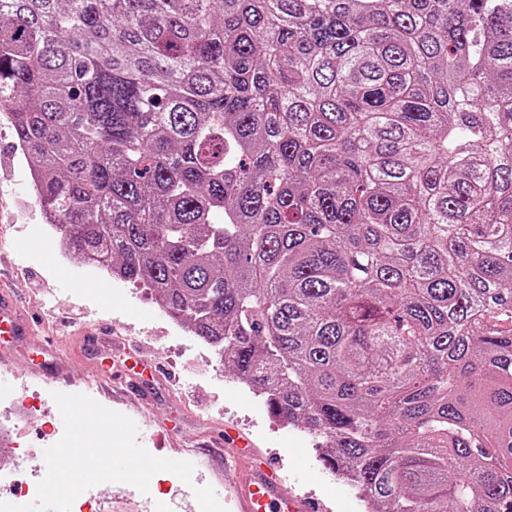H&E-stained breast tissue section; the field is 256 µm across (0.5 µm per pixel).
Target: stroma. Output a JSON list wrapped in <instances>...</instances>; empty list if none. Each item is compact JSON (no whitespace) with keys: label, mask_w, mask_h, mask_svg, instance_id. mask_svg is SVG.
<instances>
[{"label":"stroma","mask_w":512,"mask_h":512,"mask_svg":"<svg viewBox=\"0 0 512 512\" xmlns=\"http://www.w3.org/2000/svg\"><path fill=\"white\" fill-rule=\"evenodd\" d=\"M0 162L14 175L0 197L6 217L0 237L9 245L0 254V279L10 288L35 329L31 336L4 337L8 364L18 376L0 390V409L21 392L40 394L43 409L56 421L59 409L53 392L82 393L130 417L139 443L157 457L175 456L194 463L192 484L160 472L147 492L124 483L90 488L101 497V512H200L192 492L212 486L226 508L235 481L225 466L234 448L225 430L250 439L255 453L276 461L289 491L324 502L328 512H364L356 490L326 469L306 443L307 432L285 426L264 398L224 369L214 368L205 343L159 312L152 292L139 285L113 281L99 274L89 289V270L75 266L41 238L43 216L30 193V178L9 127L0 128ZM161 363L158 377H143L138 389L114 385L103 394L90 376L98 362L113 369L127 366L129 350Z\"/></svg>","instance_id":"35a3bbf8"}]
</instances>
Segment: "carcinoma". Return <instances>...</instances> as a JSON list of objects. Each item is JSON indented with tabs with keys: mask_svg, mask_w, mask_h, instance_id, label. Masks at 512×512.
<instances>
[{
	"mask_svg": "<svg viewBox=\"0 0 512 512\" xmlns=\"http://www.w3.org/2000/svg\"><path fill=\"white\" fill-rule=\"evenodd\" d=\"M0 112L365 512H512V0H0Z\"/></svg>",
	"mask_w": 512,
	"mask_h": 512,
	"instance_id": "carcinoma-1",
	"label": "carcinoma"
}]
</instances>
